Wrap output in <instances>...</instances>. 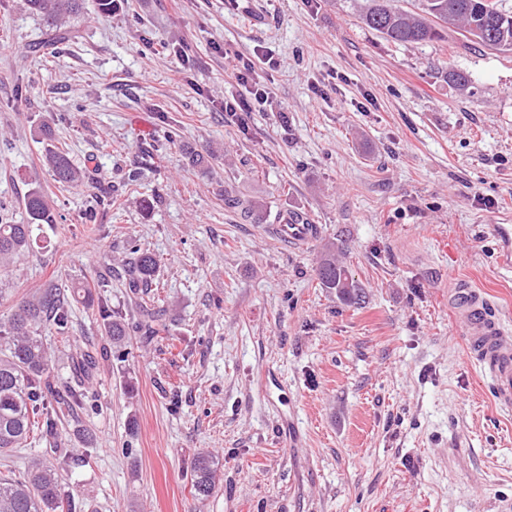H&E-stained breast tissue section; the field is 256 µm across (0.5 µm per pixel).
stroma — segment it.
I'll use <instances>...</instances> for the list:
<instances>
[{"label":"stroma","instance_id":"35a3bbf8","mask_svg":"<svg viewBox=\"0 0 512 512\" xmlns=\"http://www.w3.org/2000/svg\"><path fill=\"white\" fill-rule=\"evenodd\" d=\"M365 4L117 0L103 16L87 0L60 35L0 0V214L26 223L35 189L54 208L0 271V317L68 282L129 326L114 347L71 300L66 332L44 336L57 385L86 366V409L0 471L79 458L60 471L74 512H512V412L448 314L458 280L512 313L489 230L512 224V52L454 32L393 43L361 23ZM246 61L272 104L231 117ZM45 121L84 184L42 165ZM298 216L321 227L302 248L270 230ZM132 239L161 260L146 304L108 274ZM330 248L359 303L320 284ZM145 306L164 337L139 336ZM268 369L281 389L260 390ZM204 450L220 472L201 500ZM219 461L208 451L198 453L193 468V489L198 498L210 496L216 486Z\"/></svg>","mask_w":512,"mask_h":512}]
</instances>
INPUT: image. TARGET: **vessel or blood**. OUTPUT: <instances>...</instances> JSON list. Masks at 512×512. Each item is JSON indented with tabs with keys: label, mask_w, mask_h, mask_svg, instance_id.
Wrapping results in <instances>:
<instances>
[{
	"label": "vessel or blood",
	"mask_w": 512,
	"mask_h": 512,
	"mask_svg": "<svg viewBox=\"0 0 512 512\" xmlns=\"http://www.w3.org/2000/svg\"><path fill=\"white\" fill-rule=\"evenodd\" d=\"M271 230L295 245L320 233L315 224H275ZM448 305L469 339L468 360L489 378L495 403L512 410V320L498 315L479 291L462 282L449 289Z\"/></svg>",
	"instance_id": "1"
}]
</instances>
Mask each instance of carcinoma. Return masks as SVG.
I'll list each match as a JSON object with an SVG mask.
<instances>
[{
	"mask_svg": "<svg viewBox=\"0 0 512 512\" xmlns=\"http://www.w3.org/2000/svg\"><path fill=\"white\" fill-rule=\"evenodd\" d=\"M27 8L42 17L50 28H62L78 15L85 0H24ZM421 13L391 7L389 0H370L362 13L363 24L394 43H421L441 40L453 26L462 36L498 51H512V13L492 0H421ZM42 162L54 181L76 184L85 171L74 166L67 155L48 145ZM29 218L26 224L0 220V268L30 251L34 230L53 223L52 204L40 190L25 199ZM160 260L134 244L122 261L127 287L148 292L156 287ZM318 277L325 288L347 303L359 300L357 284L336 259L326 256ZM107 334L120 344L127 336L124 320L102 310ZM69 304L61 288L52 286L40 294L21 300L5 319H0V454H7L30 438L48 432L54 424L48 409L52 393L49 375L50 352L42 329L53 327L59 333L68 328ZM219 461L208 451L198 453L193 468V489L201 499L210 496L216 486ZM0 512H64V498L58 470L40 457L29 460L21 474L0 471Z\"/></svg>",
	"mask_w": 512,
	"mask_h": 512,
	"instance_id": "cac0c4a2",
	"label": "carcinoma"
}]
</instances>
